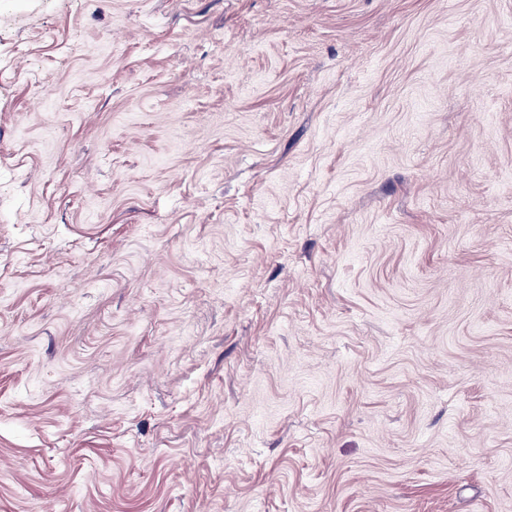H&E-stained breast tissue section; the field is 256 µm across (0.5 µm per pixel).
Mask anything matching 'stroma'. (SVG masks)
Returning a JSON list of instances; mask_svg holds the SVG:
<instances>
[{
    "instance_id": "1",
    "label": "stroma",
    "mask_w": 512,
    "mask_h": 512,
    "mask_svg": "<svg viewBox=\"0 0 512 512\" xmlns=\"http://www.w3.org/2000/svg\"><path fill=\"white\" fill-rule=\"evenodd\" d=\"M0 512H512V0H0Z\"/></svg>"
}]
</instances>
